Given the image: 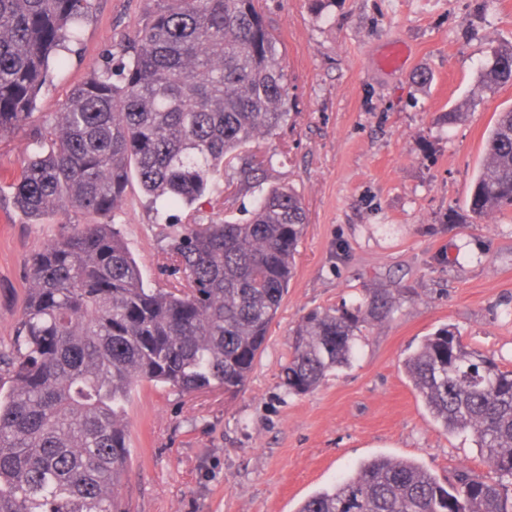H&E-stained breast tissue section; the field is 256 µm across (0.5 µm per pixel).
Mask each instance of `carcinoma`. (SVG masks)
Instances as JSON below:
<instances>
[{
    "label": "carcinoma",
    "instance_id": "carcinoma-1",
    "mask_svg": "<svg viewBox=\"0 0 512 512\" xmlns=\"http://www.w3.org/2000/svg\"><path fill=\"white\" fill-rule=\"evenodd\" d=\"M146 23L113 66L75 87L12 183L37 221L58 210L106 216L137 179L151 202L192 206L237 152L279 134L288 85L261 0H147ZM91 0H0V139L26 125ZM512 84V43L478 76ZM512 209V107L498 113L470 197L471 218ZM308 224L302 197L274 187L245 224L190 218L170 237L173 282L147 288L114 224H81L28 263L17 335L0 352V512H125L130 449L122 406L149 381L193 393L245 389L295 270ZM393 302L373 292L312 311L293 330L288 392L314 391L350 366L363 331ZM434 422L469 431L494 472L443 486L412 461L378 456L297 512H512V370L450 329L403 363Z\"/></svg>",
    "mask_w": 512,
    "mask_h": 512
}]
</instances>
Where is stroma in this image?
<instances>
[{
  "mask_svg": "<svg viewBox=\"0 0 512 512\" xmlns=\"http://www.w3.org/2000/svg\"><path fill=\"white\" fill-rule=\"evenodd\" d=\"M144 0H92L81 38L36 100L52 122L72 88L120 53L144 21ZM288 77V125L243 149L217 188L162 211L130 182L115 218L144 284L167 283L165 236L188 213L246 222L274 186H291L308 213L295 274L243 392L191 394L139 383L125 406L131 448L120 489L128 512H297L370 458L409 460L440 481L492 473L471 432L434 424L402 361L448 326L469 348L512 368V210L470 218L473 182L512 85L489 92L477 75L512 41V0H264ZM394 43L410 55L394 70ZM461 119L449 120L450 111ZM28 130L0 139V350L18 328L28 260L76 224L99 216L52 212L29 220L11 184ZM274 155L253 178L252 153ZM389 294L391 316L364 332L351 367L310 394L280 379L289 336L309 311Z\"/></svg>",
  "mask_w": 512,
  "mask_h": 512,
  "instance_id": "stroma-1",
  "label": "stroma"
}]
</instances>
